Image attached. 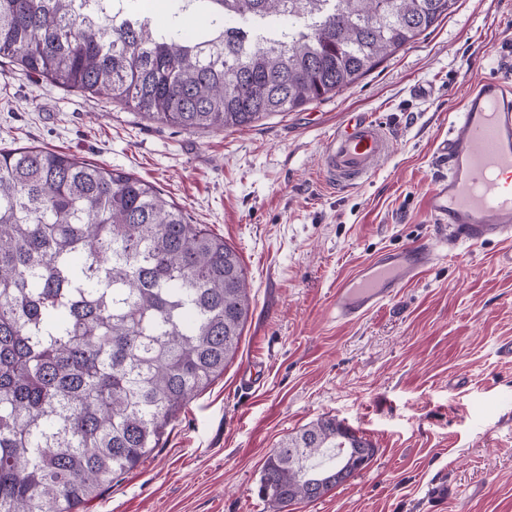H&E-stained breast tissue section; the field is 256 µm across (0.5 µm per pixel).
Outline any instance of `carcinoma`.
<instances>
[{"label": "carcinoma", "instance_id": "carcinoma-1", "mask_svg": "<svg viewBox=\"0 0 512 512\" xmlns=\"http://www.w3.org/2000/svg\"><path fill=\"white\" fill-rule=\"evenodd\" d=\"M0 0V58L187 132L249 126L337 93L455 0ZM204 10L207 33L183 17ZM238 251L151 183L53 148L0 150V512H79L158 447L235 357ZM373 444L334 418L280 442L259 494Z\"/></svg>", "mask_w": 512, "mask_h": 512}]
</instances>
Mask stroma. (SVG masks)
Listing matches in <instances>:
<instances>
[{"mask_svg": "<svg viewBox=\"0 0 512 512\" xmlns=\"http://www.w3.org/2000/svg\"><path fill=\"white\" fill-rule=\"evenodd\" d=\"M512 75V0H456L437 26L349 88L245 128L189 133L0 59V149L55 148L150 181L234 246L251 311L235 358L158 448L82 512H273L258 495L272 448L333 417L370 465L292 512H512V269L461 245L353 324L329 309L372 256L435 242V154L472 89ZM431 88L429 97L416 86ZM396 132L360 187L325 185V139L350 113ZM260 364L259 384L240 377Z\"/></svg>", "mask_w": 512, "mask_h": 512, "instance_id": "obj_1", "label": "stroma"}]
</instances>
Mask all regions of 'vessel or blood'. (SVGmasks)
Returning <instances> with one entry per match:
<instances>
[{
	"instance_id": "obj_1",
	"label": "vessel or blood",
	"mask_w": 512,
	"mask_h": 512,
	"mask_svg": "<svg viewBox=\"0 0 512 512\" xmlns=\"http://www.w3.org/2000/svg\"><path fill=\"white\" fill-rule=\"evenodd\" d=\"M387 126L352 113L327 137L320 159L324 182L350 189L366 181L390 157ZM447 174L426 194L427 211L440 231L438 244L456 248L489 241L512 242V87L500 77L484 79L463 105L456 127L437 146ZM436 246L388 251L337 286L330 307L337 319L359 320L384 306L399 288L436 260Z\"/></svg>"
}]
</instances>
